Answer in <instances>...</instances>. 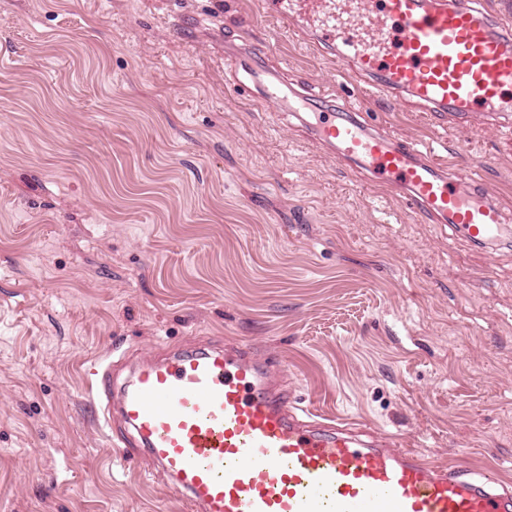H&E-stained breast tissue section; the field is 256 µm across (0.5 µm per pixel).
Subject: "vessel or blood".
Masks as SVG:
<instances>
[{"mask_svg": "<svg viewBox=\"0 0 512 512\" xmlns=\"http://www.w3.org/2000/svg\"><path fill=\"white\" fill-rule=\"evenodd\" d=\"M343 75L376 92L463 120L512 112V27L476 0H261ZM263 105L287 108L310 136L468 245L512 237L504 206L474 180L352 109L313 112L246 47L232 54ZM279 362L238 343L179 348L120 379L95 370L104 430L120 424L122 460L148 455L189 512H512V487L493 471L427 461L390 437L357 439L302 419L272 373Z\"/></svg>", "mask_w": 512, "mask_h": 512, "instance_id": "1", "label": "vessel or blood"}]
</instances>
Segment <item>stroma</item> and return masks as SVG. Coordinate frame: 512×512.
Listing matches in <instances>:
<instances>
[{
    "label": "stroma",
    "mask_w": 512,
    "mask_h": 512,
    "mask_svg": "<svg viewBox=\"0 0 512 512\" xmlns=\"http://www.w3.org/2000/svg\"><path fill=\"white\" fill-rule=\"evenodd\" d=\"M250 45L320 94L259 0H0V512H187L98 424L91 371L219 338L323 422L512 482V240L488 259L238 97ZM345 101L512 212V130Z\"/></svg>",
    "instance_id": "1"
}]
</instances>
